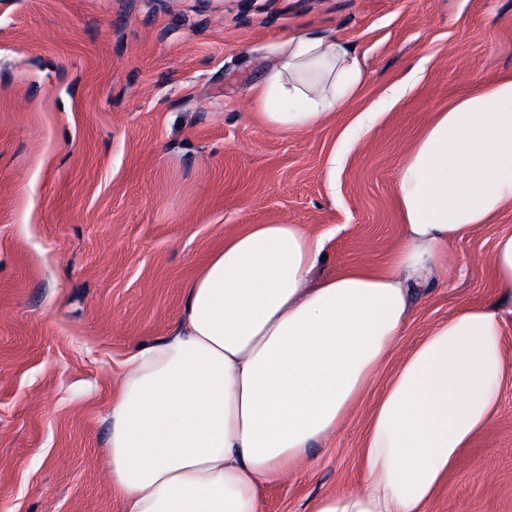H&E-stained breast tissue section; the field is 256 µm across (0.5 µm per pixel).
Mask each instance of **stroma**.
Instances as JSON below:
<instances>
[{"label": "stroma", "mask_w": 512, "mask_h": 512, "mask_svg": "<svg viewBox=\"0 0 512 512\" xmlns=\"http://www.w3.org/2000/svg\"><path fill=\"white\" fill-rule=\"evenodd\" d=\"M305 34L351 45L362 83L320 126L279 131L254 88ZM505 77L512 0H0V512H124L112 390L225 237L298 224L326 240L321 273L388 265L405 155ZM364 112L377 120L349 138ZM507 232L512 205L451 246L401 349L490 298ZM369 415L264 486L262 512L354 487ZM428 512H512V376Z\"/></svg>", "instance_id": "35a3bbf8"}]
</instances>
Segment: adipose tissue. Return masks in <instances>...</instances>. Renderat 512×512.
<instances>
[{"instance_id":"adipose-tissue-1","label":"adipose tissue","mask_w":512,"mask_h":512,"mask_svg":"<svg viewBox=\"0 0 512 512\" xmlns=\"http://www.w3.org/2000/svg\"><path fill=\"white\" fill-rule=\"evenodd\" d=\"M360 83L344 43L307 35L255 94L269 126L310 129ZM397 197L402 246L378 269L315 277L325 240L297 224L225 239L177 325L139 346L112 392L110 474L126 512H261L263 486L309 462L394 354L359 450L363 480L309 512H427L512 375V233L494 244L492 297L398 347L413 284L512 204V79L438 113L398 170Z\"/></svg>"}]
</instances>
